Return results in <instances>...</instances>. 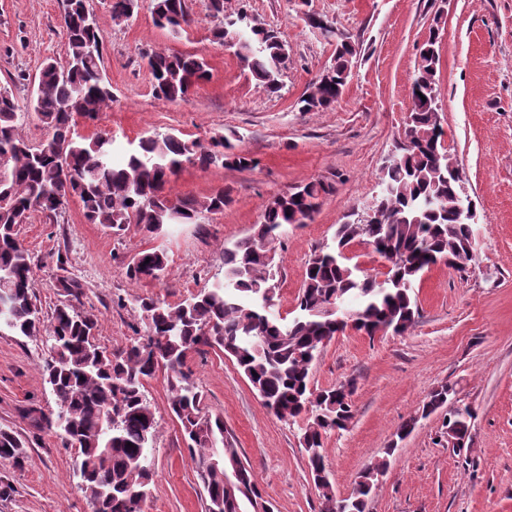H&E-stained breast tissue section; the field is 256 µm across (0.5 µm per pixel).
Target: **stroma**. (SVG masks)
Returning <instances> with one entry per match:
<instances>
[{"label": "stroma", "instance_id": "35a3bbf8", "mask_svg": "<svg viewBox=\"0 0 512 512\" xmlns=\"http://www.w3.org/2000/svg\"><path fill=\"white\" fill-rule=\"evenodd\" d=\"M188 5L195 22L175 37L155 26L153 0H137L132 18L123 21L113 19L109 0H93L115 101L76 130L112 136L120 156L140 138L173 129L204 143L234 135L237 149L257 165L184 166L173 196L201 200L221 187L231 201L205 223L182 224L155 239L134 224L117 237L87 223L74 198L53 217L33 213L17 231L35 263L42 318L50 319L64 298L56 274L65 265L83 286L82 310L98 318V343L123 347L144 333L133 296L174 304L222 281L225 247L252 233L267 203L323 179L334 192L312 221L285 227L278 250L283 280L277 308L295 316L310 256L331 242L351 207L380 191V168L409 110L418 47L434 16L442 15L441 123L475 204L476 256L463 270L439 263L424 271L414 287L420 316L405 334L370 337L351 328L337 334L316 361L311 382L317 390L355 384L351 423L331 432L324 445L337 494L349 493L363 469L384 457L389 466L368 512H512V0H224L225 13L247 11L287 42L291 62L273 96L215 39L209 0ZM60 11V0H0V85L21 108L30 106L43 62L63 57ZM308 11L358 47L349 84L320 112L296 108L335 49L306 24ZM148 50L202 56L210 77L184 100L157 99ZM157 245L168 254L166 278L130 284L128 264ZM46 351L45 337L0 332V428L14 430L23 442L20 462L0 459V485L9 488L0 512H90L73 472L75 449L59 431L35 430L19 416L26 406H54L42 373ZM186 366L206 411L223 418L273 512H322L298 425L269 412L222 351L201 347L189 353ZM446 383L474 413L460 449L445 432L443 412L421 414L430 391ZM146 390L158 421L148 512H205L206 493L168 407L165 373L157 372ZM412 417V433L395 441Z\"/></svg>", "mask_w": 512, "mask_h": 512}]
</instances>
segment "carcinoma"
Listing matches in <instances>:
<instances>
[{"label":"carcinoma","instance_id":"1","mask_svg":"<svg viewBox=\"0 0 512 512\" xmlns=\"http://www.w3.org/2000/svg\"><path fill=\"white\" fill-rule=\"evenodd\" d=\"M85 0H62L64 61L51 60L39 72L31 110L46 130L30 145L18 134L24 113L11 91L0 86V329L31 337L47 335L49 357L44 375L56 409L29 407L22 417L36 428H55L77 449L75 469L91 512H146L151 496L150 450L158 421L145 394L157 371L167 373L169 409L180 422L198 477L206 491L205 512H253L269 505L252 470L233 444L224 441V420L211 416L203 395L186 370L189 352L217 347L230 357L277 418L297 422L304 416L300 444L323 512H365L388 462L370 464L344 498H330L324 463V438L347 427L353 417L354 385L316 391L313 365L326 345L350 327L369 336L384 326L398 334L417 322L415 282L428 267L444 259L463 268L473 259L477 242L460 209L472 204L449 168L455 164L444 145L438 108L437 73L442 15L434 18L419 47L411 86V106L402 135L380 170V192L362 204L365 220L352 213L338 225L333 245L310 258L290 320L273 313L278 283L277 245L289 224L313 219L320 201L333 191L313 180L272 199L252 235L224 248V281L171 304L150 296L133 298L144 334L108 352L96 342L97 317L80 312L82 285L73 277L58 278L65 300L44 323L36 305L34 268L29 250L16 231L23 215L50 218L76 197L89 224H101L119 236L137 224L158 237L171 224H199L204 212H218L229 203L224 188L203 200L172 197L170 184L184 164L205 171L213 166L250 169L256 161L236 150L229 138H211L209 145L174 133L140 139L122 165L112 162V138L82 137L78 120L94 121L111 107L112 85L105 74L102 41L96 23L84 17ZM137 0H109L112 17L129 19ZM219 20L215 36L238 34L234 53L265 92L275 95L288 69V47L277 32L224 16V0H210ZM306 23L336 38L331 63L296 102L300 112L333 106L352 76L356 48L316 13ZM154 23L179 32L194 18L188 0H155ZM155 97L184 100L209 76L207 63L193 54L152 51L145 54ZM355 241L371 246L387 262L382 276L362 273L338 260ZM167 252L143 250L128 265L136 283L158 280L167 270ZM456 396L453 386L434 389L424 404L426 417ZM472 413L467 406L448 410V438L462 443ZM132 446H127V443ZM22 442L9 428H0V458L19 461Z\"/></svg>","mask_w":512,"mask_h":512}]
</instances>
